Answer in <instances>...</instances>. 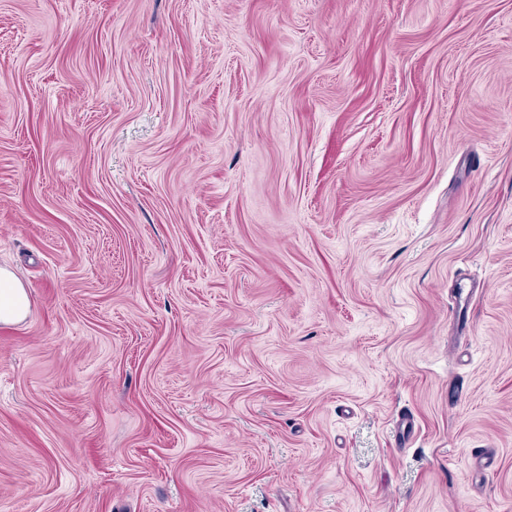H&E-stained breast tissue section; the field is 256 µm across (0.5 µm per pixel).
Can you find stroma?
<instances>
[{
    "label": "stroma",
    "instance_id": "obj_1",
    "mask_svg": "<svg viewBox=\"0 0 512 512\" xmlns=\"http://www.w3.org/2000/svg\"><path fill=\"white\" fill-rule=\"evenodd\" d=\"M0 266V512H512V0H0ZM28 297L13 274L0 268V323L12 324L27 314Z\"/></svg>",
    "mask_w": 512,
    "mask_h": 512
}]
</instances>
